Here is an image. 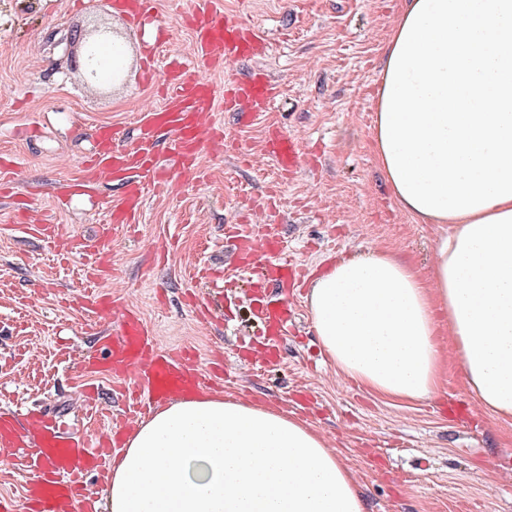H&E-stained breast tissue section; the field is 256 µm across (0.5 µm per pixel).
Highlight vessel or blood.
Listing matches in <instances>:
<instances>
[{"label":"vessel or blood","instance_id":"b4317fda","mask_svg":"<svg viewBox=\"0 0 512 512\" xmlns=\"http://www.w3.org/2000/svg\"><path fill=\"white\" fill-rule=\"evenodd\" d=\"M192 4L184 14L192 34L191 54L186 58L169 55L163 72L148 70L146 83L161 81L163 93L160 103L145 109L137 142L125 144L119 126L105 124L99 128L93 165L118 181L124 192L121 202L108 211L113 230L138 223L148 190L171 193L175 175H186L203 148L223 149L227 138L224 114L216 105L217 90L207 74L249 61L267 48L260 29L225 19L224 0H192ZM112 6L142 31L148 45L145 56L156 61L168 38L155 26L154 0H113ZM226 81V95L245 122L262 116L276 96L275 83L261 70L245 78L230 74ZM163 129L171 135L167 149L171 164L166 168L158 163L156 144V134ZM267 149L282 172L298 168L301 149L293 138L279 136ZM275 232V226L268 224L258 233H234L236 251L245 258L257 317L264 335L270 337L281 335L288 325L292 313L288 284L305 277L301 263L272 247L270 237ZM104 247V239L90 238L65 253L67 261L86 265L90 284L83 300L97 322L111 326L101 336L99 348L83 357L82 366L90 373L113 378L137 372L138 387L125 394V421L133 425L162 403L202 389L206 377L189 354L160 350L154 332L134 311L105 299L96 290L95 281L112 273L110 267L98 263ZM114 441L109 430L82 439L42 416L29 414L21 419L14 413L0 412V462L26 474L25 512H97V498L84 488L82 479L91 472L106 473L107 451Z\"/></svg>","mask_w":512,"mask_h":512}]
</instances>
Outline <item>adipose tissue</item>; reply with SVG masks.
<instances>
[{
    "label": "adipose tissue",
    "instance_id": "ef3b65f1",
    "mask_svg": "<svg viewBox=\"0 0 512 512\" xmlns=\"http://www.w3.org/2000/svg\"><path fill=\"white\" fill-rule=\"evenodd\" d=\"M374 145L399 207L449 224L431 276L342 257L308 308L328 362L370 392L437 390L447 332L475 399L512 420V0H405L385 46ZM105 512H366L307 422L204 392L157 409L112 460Z\"/></svg>",
    "mask_w": 512,
    "mask_h": 512
}]
</instances>
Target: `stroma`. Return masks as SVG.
<instances>
[{
	"label": "stroma",
	"mask_w": 512,
	"mask_h": 512,
	"mask_svg": "<svg viewBox=\"0 0 512 512\" xmlns=\"http://www.w3.org/2000/svg\"><path fill=\"white\" fill-rule=\"evenodd\" d=\"M402 0H224V16L265 31L269 50L258 63L278 86L266 112L243 124L224 115L222 153L202 150L200 181L176 182L171 194L145 197L138 224L111 241L115 270L103 279L139 311L161 349L190 350L201 370L222 367L225 396L294 412L296 396L315 404L305 421L352 472L366 512H512V423L470 394L448 338L449 367L439 389L421 401L369 393L338 374L314 335L307 288L296 289L295 322L279 344L274 370H257L238 337L252 326L244 272L231 262L228 224L262 225L259 205L273 201L277 238L288 256L317 272L355 252L391 250L430 274L441 235L415 223L387 185L373 132L383 47ZM186 4L155 0L171 52L187 54L191 33L180 21ZM111 31L125 49L118 78L88 79L76 30ZM144 52L125 14L104 0H0V158L18 162L14 186L27 198L28 219H51L70 237L102 231L104 203L122 189L90 173L85 160L97 128L114 124L136 136L146 101ZM296 138L302 162L282 176L265 149L269 133ZM222 275L224 309L201 320L187 300L191 264ZM83 273L59 267L49 244L0 222V409H42L69 431L91 438L124 425L119 390L135 374L95 378L79 367L104 332L83 309ZM111 409L110 420L83 415L87 387Z\"/></svg>",
	"instance_id": "obj_1"
}]
</instances>
